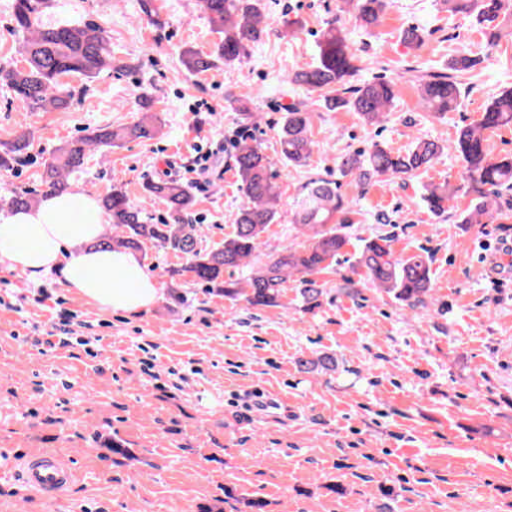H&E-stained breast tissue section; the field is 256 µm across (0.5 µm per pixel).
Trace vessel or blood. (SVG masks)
<instances>
[{
	"instance_id": "vessel-or-blood-1",
	"label": "vessel or blood",
	"mask_w": 512,
	"mask_h": 512,
	"mask_svg": "<svg viewBox=\"0 0 512 512\" xmlns=\"http://www.w3.org/2000/svg\"><path fill=\"white\" fill-rule=\"evenodd\" d=\"M17 475L29 491L44 499L55 500L72 483L75 472L63 456L41 452L22 459L17 467Z\"/></svg>"
}]
</instances>
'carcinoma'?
I'll return each instance as SVG.
<instances>
[{
  "mask_svg": "<svg viewBox=\"0 0 512 512\" xmlns=\"http://www.w3.org/2000/svg\"><path fill=\"white\" fill-rule=\"evenodd\" d=\"M50 0H14V30L22 37L24 65L0 67V82L9 87L31 112H64L74 103L75 89L64 78L81 77L93 81L104 70L131 69L133 65L112 64L109 31L92 21L58 16L45 18ZM361 25L372 27L389 6V0H354ZM451 13H474L479 24H490L512 8V0H444ZM219 41L210 53L192 48L182 52L187 70L205 73L218 63L232 65L246 58L266 35L264 0H198ZM401 40L417 48L424 41L423 29L409 26ZM316 60L296 70L291 83L309 96L319 95L323 107L334 112L348 109L373 122L388 110L395 99V82L386 79L351 84L360 68L359 60L347 33L332 22L317 37ZM479 59L466 53L448 62V72L433 74L422 85L426 107L439 115L455 110L461 97L458 74L468 71ZM512 126V87L500 91L486 105L481 118L462 127L455 149L465 163V181L475 205L461 220L471 224L476 218L495 219L497 198L502 188H512V155L495 158L487 149L486 132ZM158 126L151 115L116 128H99L55 149L44 164V184L54 192L70 188V176L85 164L91 151L100 150V158L114 147L128 142L152 139ZM29 135L23 133L10 142L0 143V169H6L27 155ZM279 162L285 167H301L310 159L316 141L313 138L311 105L306 102L286 109L278 131ZM443 150L438 142L417 139L404 153L394 152L381 143L359 153L340 157L339 172L352 175L361 183L378 177H403L427 170ZM233 167L244 201L238 209L232 231L224 243L215 248L201 244L200 226L188 221L196 201L180 182L158 179L143 187L145 195L162 201L169 219L159 224L141 208L134 206L127 194L112 187L101 199L114 232L97 242L103 249L120 248L145 258L151 249H164L182 258L184 263L168 270L170 278L190 275L192 281L208 287L224 299L243 301L255 309L278 307L286 297L288 282H294L301 308L312 312L321 306L325 293L316 276L331 270L351 244L347 228L352 224L354 205L338 192L336 182L312 179L292 204V220L302 238L268 256L259 267H250L269 225L280 219L276 180L280 177L276 163L265 153L252 134L242 132L235 142ZM452 191L448 184L427 185L422 201L429 212L442 215L448 211ZM28 191H12L0 196V210L32 205ZM356 266L362 270L366 284L392 296L412 312L427 307L432 290L429 258L415 254L407 258L394 256L387 240L363 238L356 252ZM248 270L242 277L224 279V273ZM300 369L321 368L331 371L336 358L324 353L315 359L298 358Z\"/></svg>",
  "mask_w": 512,
  "mask_h": 512,
  "instance_id": "cac0c4a2",
  "label": "carcinoma"
}]
</instances>
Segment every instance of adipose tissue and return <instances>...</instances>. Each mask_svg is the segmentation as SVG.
Masks as SVG:
<instances>
[{
    "label": "adipose tissue",
    "mask_w": 512,
    "mask_h": 512,
    "mask_svg": "<svg viewBox=\"0 0 512 512\" xmlns=\"http://www.w3.org/2000/svg\"><path fill=\"white\" fill-rule=\"evenodd\" d=\"M106 222L93 195H46L0 219V261L33 278L60 270L68 288L104 312L150 310L159 290L134 255L96 248Z\"/></svg>",
    "instance_id": "obj_1"
}]
</instances>
